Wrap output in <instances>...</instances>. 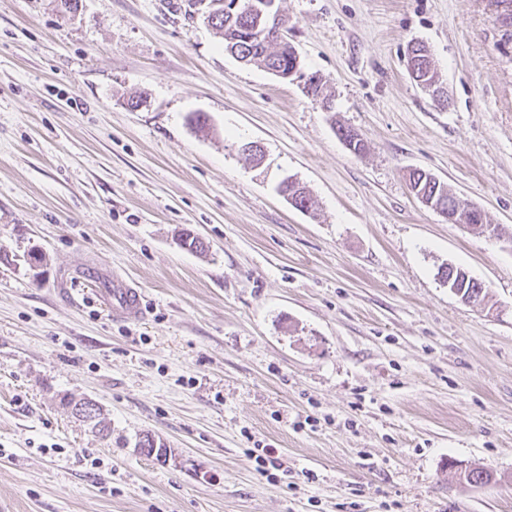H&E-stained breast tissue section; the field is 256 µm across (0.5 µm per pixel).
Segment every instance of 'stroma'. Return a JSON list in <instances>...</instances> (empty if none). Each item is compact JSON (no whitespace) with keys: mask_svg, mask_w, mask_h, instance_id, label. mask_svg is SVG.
<instances>
[{"mask_svg":"<svg viewBox=\"0 0 512 512\" xmlns=\"http://www.w3.org/2000/svg\"><path fill=\"white\" fill-rule=\"evenodd\" d=\"M185 2L0 0V512H512V249L408 184L425 170L512 228L495 0H277L327 109ZM417 41L447 108L409 75ZM115 278L141 321L101 304ZM449 265V264H448ZM452 266V265H449ZM454 267V266H452ZM455 273L453 280L451 282V287L456 288H450L455 290L456 293H454L457 296V293L462 292V298L467 297L469 301L473 300V303L482 304L486 303V299L488 298V292L487 289L482 285V283H479L478 281L471 278L465 271H463L460 268L454 267ZM459 271H462L463 273H460ZM467 275V276H466Z\"/></svg>","mask_w":512,"mask_h":512,"instance_id":"stroma-1","label":"stroma"}]
</instances>
